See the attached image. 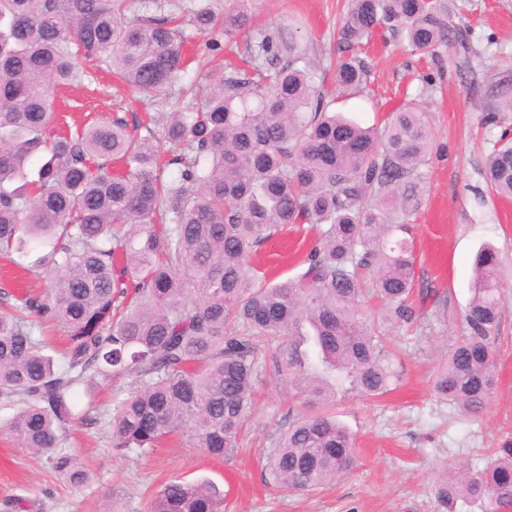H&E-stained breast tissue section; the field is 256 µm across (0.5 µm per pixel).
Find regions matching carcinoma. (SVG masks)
<instances>
[{
    "label": "carcinoma",
    "mask_w": 512,
    "mask_h": 512,
    "mask_svg": "<svg viewBox=\"0 0 512 512\" xmlns=\"http://www.w3.org/2000/svg\"><path fill=\"white\" fill-rule=\"evenodd\" d=\"M137 0H0V251L50 245L38 277L50 287L21 303L0 292V399L21 404L5 428L45 453L64 482L88 471L59 447L75 419L74 399L100 381L127 375L110 425L116 452L145 454L182 436L206 454L231 457L254 409L257 382L275 373L304 396L309 412L288 421L268 450L278 486H327L359 461L356 440L335 416L348 392L377 398L396 380L387 336L364 314L361 273L369 272L384 317L413 315L416 256L407 223L421 192L419 168L433 151L427 112L402 106L383 128L330 111L336 99L297 67L302 48L265 34L246 46L250 72L227 65L202 106H172L160 147L116 118L74 135L54 133L51 93L78 76L76 46L151 97L183 67L182 28L169 15H139ZM248 0L223 16L187 8L198 30L230 38L248 20ZM381 27L403 31L436 55L457 41L439 0H351L341 35L353 47ZM365 63L336 65V93L359 91ZM43 158L37 178L27 167ZM122 170L111 172L112 164ZM177 176L163 179V165ZM485 179L512 197V138L503 131L487 155ZM172 224L159 233V212ZM287 224H325L306 268L274 284L258 280L257 247ZM473 296L433 382L435 396L476 415L496 381L493 339L507 288L497 250L473 261ZM67 333L60 361L44 353L29 314ZM438 500L512 505V439L486 466L445 479ZM224 494L173 479L152 512H221Z\"/></svg>",
    "instance_id": "cac0c4a2"
}]
</instances>
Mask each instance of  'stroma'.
Instances as JSON below:
<instances>
[{"instance_id":"1","label":"stroma","mask_w":512,"mask_h":512,"mask_svg":"<svg viewBox=\"0 0 512 512\" xmlns=\"http://www.w3.org/2000/svg\"><path fill=\"white\" fill-rule=\"evenodd\" d=\"M465 42L433 59L413 50L404 34L378 30L371 43L351 49L341 38L348 0H250L249 19L233 39L220 31L186 27L194 62L179 71L154 101L140 99L105 63L77 56L81 80L55 90L52 107L59 131L85 122L123 118L139 136L161 133L170 110L187 84L208 86L231 52H244L259 34L288 28L303 47V68L315 82L332 85L339 58L355 54L368 67L362 92L337 101L345 117L368 127L382 124L405 104L430 115L435 152L422 167L424 193L409 216L417 256L411 323H370L386 334L399 353L397 387L369 399L349 394L336 404V418L356 437L359 463L347 476L324 488L289 492L273 484L264 468L277 431L289 411L304 408L303 397L266 370L256 386L258 405L248 435L231 460L214 458L185 440L168 443L146 458L112 449L109 421L114 398L130 379L113 377L92 396H80L79 421L61 445L74 449L91 479L69 486L54 475L46 455L20 447L0 430V512H151L153 494L167 480L206 481L224 493L223 512H444L434 486L457 465L477 470L492 448L512 436V286L502 298L504 319L495 343L498 384L482 413L462 416L437 400L432 378L443 355L462 334L461 315L471 298L472 259L484 245L500 255L512 283V199L487 186L484 163L512 111L499 110L497 86H512V0H443ZM220 50H211V43ZM184 109L199 100L180 98ZM320 231L293 224L265 240L255 264L270 278L296 276ZM45 246L31 244L25 256L0 255V288L16 297L43 292L35 274Z\"/></svg>"}]
</instances>
